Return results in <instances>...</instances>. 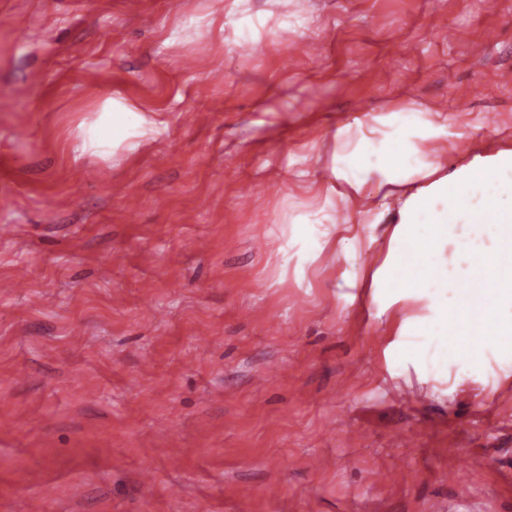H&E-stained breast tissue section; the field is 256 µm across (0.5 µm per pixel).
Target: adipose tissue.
<instances>
[{"instance_id":"ef3b65f1","label":"adipose tissue","mask_w":512,"mask_h":512,"mask_svg":"<svg viewBox=\"0 0 512 512\" xmlns=\"http://www.w3.org/2000/svg\"><path fill=\"white\" fill-rule=\"evenodd\" d=\"M155 118L138 105L122 102L113 107L108 123L113 144L136 149ZM383 132L374 138L361 135L359 146L342 153L319 187L321 215L336 207L337 199L371 200L380 214H394L395 236L423 243L428 257L427 275L407 281L413 291L434 294L447 307L451 288L459 280L470 284L469 295L486 322V335H512V149L477 156L455 169L421 166L423 148L448 135L446 123L427 120L411 133L408 154L389 151L400 133L395 116L382 119ZM457 224L489 225V248L467 253L462 276L448 272L443 241Z\"/></svg>"}]
</instances>
